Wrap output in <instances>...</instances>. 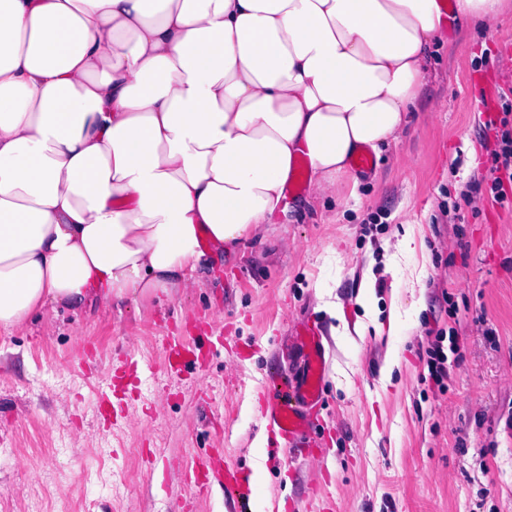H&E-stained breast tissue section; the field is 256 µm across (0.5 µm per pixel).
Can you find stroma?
I'll return each mask as SVG.
<instances>
[{"mask_svg":"<svg viewBox=\"0 0 512 512\" xmlns=\"http://www.w3.org/2000/svg\"><path fill=\"white\" fill-rule=\"evenodd\" d=\"M482 29L445 24L417 121L339 202L288 216L265 239L218 258L196 288L123 307H44L0 331V512H183L184 472L220 448L250 469L264 437L257 396L288 374V323L317 321L328 341L321 461L268 470L265 512H512V203L472 182L487 175L488 115L512 105V0ZM413 238L412 249L401 242ZM373 288L379 313L359 303ZM418 309L400 342L392 309ZM217 312L227 338L207 369H163L167 327ZM455 328L460 358L428 377L437 332ZM352 342L340 344L339 332ZM91 370L72 365L84 344ZM125 353L140 367L124 420L104 423L98 394Z\"/></svg>","mask_w":512,"mask_h":512,"instance_id":"obj_1","label":"stroma"}]
</instances>
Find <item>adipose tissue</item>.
<instances>
[{"label": "adipose tissue", "mask_w": 512, "mask_h": 512, "mask_svg": "<svg viewBox=\"0 0 512 512\" xmlns=\"http://www.w3.org/2000/svg\"><path fill=\"white\" fill-rule=\"evenodd\" d=\"M437 0H0V328L196 287L415 121Z\"/></svg>", "instance_id": "obj_1"}]
</instances>
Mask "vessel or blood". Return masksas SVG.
<instances>
[{
  "label": "vessel or blood",
  "instance_id": "vessel-or-blood-1",
  "mask_svg": "<svg viewBox=\"0 0 512 512\" xmlns=\"http://www.w3.org/2000/svg\"><path fill=\"white\" fill-rule=\"evenodd\" d=\"M163 347L165 369L181 374L188 369H202L207 361L205 345H223L224 331L207 318L173 327ZM291 345L299 355L295 374L273 383L259 396V409L267 429L279 436L285 458H311L315 455L314 436L323 405L325 383V346L316 322L300 319L291 326ZM219 486L228 490L233 503L250 501L253 488L248 474L235 466L221 465L214 456L198 458L185 477L186 500L195 503Z\"/></svg>",
  "mask_w": 512,
  "mask_h": 512
}]
</instances>
